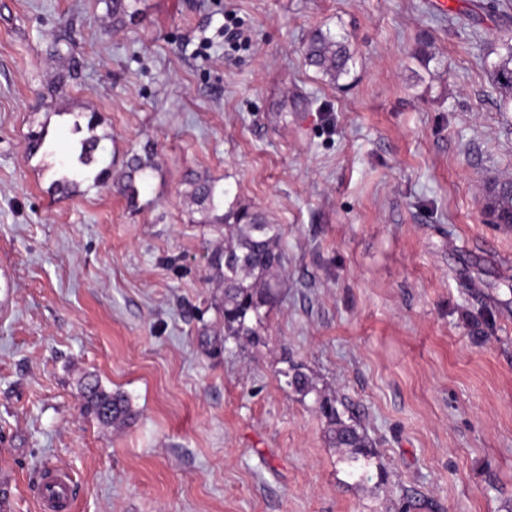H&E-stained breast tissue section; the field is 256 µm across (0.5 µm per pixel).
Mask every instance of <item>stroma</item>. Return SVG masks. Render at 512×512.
Segmentation results:
<instances>
[{
    "label": "stroma",
    "mask_w": 512,
    "mask_h": 512,
    "mask_svg": "<svg viewBox=\"0 0 512 512\" xmlns=\"http://www.w3.org/2000/svg\"><path fill=\"white\" fill-rule=\"evenodd\" d=\"M447 2L138 0L116 28L104 0H0V512H40L55 466L72 512H512V226L484 213L512 0ZM317 30L351 44L340 84ZM92 134L111 183L56 193ZM196 176L283 229L260 345L224 339ZM295 365L372 440L363 480ZM90 376L133 421L84 413ZM303 51L309 65L318 68L333 83L350 73L353 54L344 38L316 31L304 44ZM494 55L489 64L491 81L500 94L501 108L512 105V36L504 35L491 44L486 52V59ZM504 78V81H501ZM127 166L130 169V173L127 175V181L119 183V190L125 194H127L128 198L134 200L139 194L138 188L135 184L133 173H138L140 179L143 180L146 176V172L148 169H153L155 167L154 162L150 157L143 160L141 157H133L130 162H128Z\"/></svg>",
    "instance_id": "35a3bbf8"
}]
</instances>
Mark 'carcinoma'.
Returning a JSON list of instances; mask_svg holds the SVG:
<instances>
[{
    "mask_svg": "<svg viewBox=\"0 0 512 512\" xmlns=\"http://www.w3.org/2000/svg\"><path fill=\"white\" fill-rule=\"evenodd\" d=\"M107 14L113 24H125V18L133 17L137 11L130 10V0H104ZM309 65L318 68L333 83L350 73L353 54L348 43L329 32L313 33L303 47ZM486 57L491 81L500 94V107L512 105V36L504 35L489 46ZM77 161L83 166L95 162L94 153L100 149V138L92 136L81 140ZM130 174L127 181L119 184V190L135 199L139 194L134 174L145 178L146 172L155 167L151 158L134 157L128 162ZM190 198L202 210L211 213L221 204L224 191L207 179L190 181ZM487 211L497 224H512V190L505 186L503 178L494 177L488 182ZM206 224L224 228L229 235L224 237V248L209 256V266L224 283V340L238 341L242 338L255 344L260 342V329L271 309L276 305L280 282L277 270L283 261L281 242L283 231L280 225L268 223L261 214L247 207L230 208L224 214L204 220ZM285 384L294 390L300 400L315 395L319 413L329 425V438L336 448L346 451L344 460L350 467L349 475L370 464L373 444L358 424L345 422L337 407L336 399L318 394L313 379L298 368L283 372ZM86 414L103 424H124L132 417L128 398L119 392H109L98 381L86 383L82 393Z\"/></svg>",
    "mask_w": 512,
    "mask_h": 512,
    "instance_id": "1",
    "label": "carcinoma"
}]
</instances>
